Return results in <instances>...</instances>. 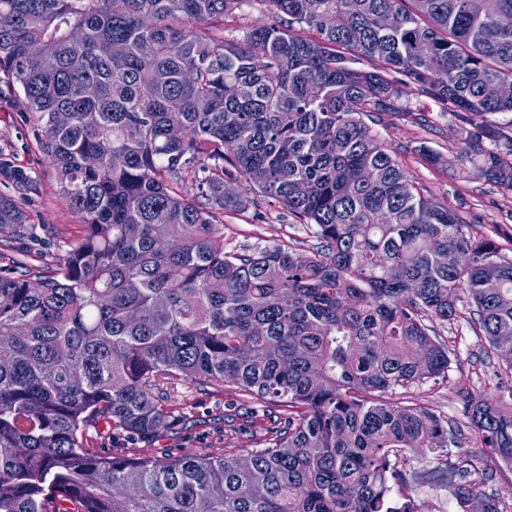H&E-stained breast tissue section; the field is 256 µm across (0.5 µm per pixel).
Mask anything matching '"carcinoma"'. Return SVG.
Masks as SVG:
<instances>
[{
	"label": "carcinoma",
	"mask_w": 512,
	"mask_h": 512,
	"mask_svg": "<svg viewBox=\"0 0 512 512\" xmlns=\"http://www.w3.org/2000/svg\"><path fill=\"white\" fill-rule=\"evenodd\" d=\"M240 2L0 0V72L84 227L18 274L8 250L34 225L0 196V512H419L392 485L440 479L465 512H501L469 460L406 469L408 450L448 456L456 430L389 396L448 375L426 318L455 319L466 295L499 380L467 424L512 466V260L426 198L365 118L407 90L512 113V0H260L277 21L228 40ZM498 135L466 133L460 169L512 192V148L485 147ZM230 179L318 246L226 250L221 219L254 203ZM181 381L288 413L246 454L86 447L101 424L167 428L157 392Z\"/></svg>",
	"instance_id": "cac0c4a2"
}]
</instances>
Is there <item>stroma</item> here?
<instances>
[{"label":"stroma","instance_id":"stroma-1","mask_svg":"<svg viewBox=\"0 0 512 512\" xmlns=\"http://www.w3.org/2000/svg\"><path fill=\"white\" fill-rule=\"evenodd\" d=\"M490 121L501 127L507 118L450 112L435 99L409 91L395 99L391 111L376 112L367 119L424 196L450 206L466 222L471 235L492 238L501 255L511 260L512 193L463 174L456 158L461 145L459 130H473ZM39 135V125L33 114L24 110L18 95L0 93V162L22 169L33 182L32 189L20 190L0 176V194L14 199L30 216L34 237L16 240L13 247L27 252L34 267L53 264L62 250L84 233L79 217L61 195ZM426 148L438 153V163L425 159L422 151ZM316 243L310 229L268 199L224 217V246L230 251L285 244L303 254ZM429 324L450 349L448 375L413 388L407 399L460 422L471 398L496 394L495 364L487 358V341L469 314L448 322L433 318ZM169 404L175 418L159 435L118 434L102 427L89 430L88 446L102 452L121 448L129 456L139 457L206 455L217 448L243 454L262 445L268 423L264 406L242 401L232 391H203L187 382L179 385ZM450 449L454 458L472 460L490 475L489 489L507 495L512 488V466L485 448L474 431L464 430ZM504 506L506 512H512L508 495Z\"/></svg>","mask_w":512,"mask_h":512}]
</instances>
